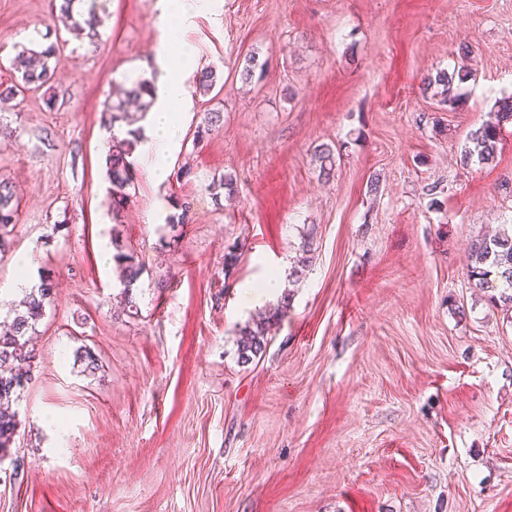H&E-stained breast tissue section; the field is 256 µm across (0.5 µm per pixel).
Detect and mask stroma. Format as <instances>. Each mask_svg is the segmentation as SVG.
Wrapping results in <instances>:
<instances>
[{
  "label": "stroma",
  "instance_id": "stroma-1",
  "mask_svg": "<svg viewBox=\"0 0 512 512\" xmlns=\"http://www.w3.org/2000/svg\"><path fill=\"white\" fill-rule=\"evenodd\" d=\"M158 2L106 0L91 47L51 0H0V83L47 30L65 41L51 82L0 114L18 200L0 320L23 298L18 258L29 285L54 283L10 449L25 472L0 465V512H512V319L465 275L472 239L512 222V123L493 162L461 161L512 93V0H201L181 144L160 181L137 156L116 222L102 113L128 78H157ZM463 66L451 111L423 80ZM213 111L222 127L195 142ZM224 175L237 193L218 200ZM307 224L313 265L241 363L240 329L281 300L250 306L241 287L287 273ZM116 236L144 264L133 315L103 263Z\"/></svg>",
  "mask_w": 512,
  "mask_h": 512
}]
</instances>
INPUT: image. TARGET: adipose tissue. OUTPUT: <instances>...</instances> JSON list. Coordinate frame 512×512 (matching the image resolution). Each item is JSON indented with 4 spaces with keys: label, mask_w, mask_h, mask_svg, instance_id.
Wrapping results in <instances>:
<instances>
[{
    "label": "adipose tissue",
    "mask_w": 512,
    "mask_h": 512,
    "mask_svg": "<svg viewBox=\"0 0 512 512\" xmlns=\"http://www.w3.org/2000/svg\"><path fill=\"white\" fill-rule=\"evenodd\" d=\"M160 6L172 20L163 28L157 42L156 51L163 73L156 83L151 128L143 143L144 152L155 157L149 169L150 177L155 180L163 177V161L167 152L177 144L181 132L180 108L188 91L179 77L186 54L180 31L181 21L191 13L194 0H160Z\"/></svg>",
    "instance_id": "adipose-tissue-1"
}]
</instances>
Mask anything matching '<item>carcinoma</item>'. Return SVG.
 I'll use <instances>...</instances> for the list:
<instances>
[{"label":"carcinoma","mask_w":512,"mask_h":512,"mask_svg":"<svg viewBox=\"0 0 512 512\" xmlns=\"http://www.w3.org/2000/svg\"><path fill=\"white\" fill-rule=\"evenodd\" d=\"M75 0H61L58 18L70 28L78 31L94 45L100 38L99 17L95 5L87 12L74 17ZM61 49L58 43L51 42L42 50L27 49L19 53L13 63L21 84L6 87L0 97L10 99L23 91H35L47 84L53 76L50 61H59ZM471 74L458 69L450 74L445 70L436 73L427 81V88H436L434 96L439 104L451 110L462 102L466 95L465 84ZM153 82L137 78L130 82V88L124 97L106 105L104 127L111 134V144L106 156L108 193L112 199V217L119 220L121 212L131 200V189L135 187V153L142 140L141 128L133 127L134 120L128 110V104L137 102L143 110L152 105ZM512 120V96L499 101L497 121L481 125L472 132L468 147L462 154L466 163L477 159L480 163L492 161L497 152L502 123ZM223 121L219 112L204 113L203 120L197 126L196 139L201 140L220 128ZM127 126L126 130L119 125ZM315 160L319 162V176L328 180L336 169V155L328 145L316 149ZM212 195L220 199L222 194L232 196L236 193V183L225 176L211 185ZM15 193L12 182L0 180V253L6 250L8 227L16 223L18 206L14 203ZM317 227L307 225L300 236L296 259L289 269L288 278L296 283L303 279L312 266L316 252ZM115 254L113 261L121 269V285L127 300L128 311L137 309L132 296V288L140 279L144 265L136 259L134 253L116 239L112 240ZM466 275L475 287L487 293L493 307L505 313L512 312V224L501 225L498 233L491 237L482 236L472 240L467 256ZM53 297V282L44 278L38 287L32 288L22 301L23 310L15 313L9 324L8 332L0 333V461L7 455L17 431V413L12 404L18 399L20 391L31 380V351L27 349L26 336L35 329V325L44 316L45 307ZM289 297L283 300L269 315L260 316L240 330L238 354L242 363H248L260 355L268 344V332L271 323L288 315Z\"/></svg>","instance_id":"cac0c4a2"}]
</instances>
